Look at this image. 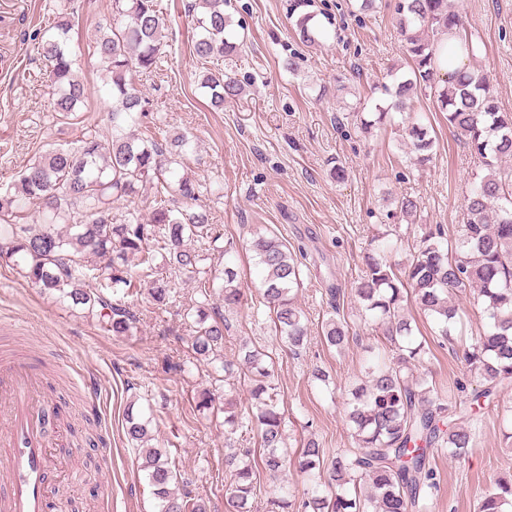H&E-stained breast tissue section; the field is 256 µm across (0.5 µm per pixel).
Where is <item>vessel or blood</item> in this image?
I'll use <instances>...</instances> for the list:
<instances>
[{
    "label": "vessel or blood",
    "instance_id": "1",
    "mask_svg": "<svg viewBox=\"0 0 512 512\" xmlns=\"http://www.w3.org/2000/svg\"><path fill=\"white\" fill-rule=\"evenodd\" d=\"M57 408L34 360L0 363V512H46Z\"/></svg>",
    "mask_w": 512,
    "mask_h": 512
}]
</instances>
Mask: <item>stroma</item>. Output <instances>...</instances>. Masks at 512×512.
Listing matches in <instances>:
<instances>
[{
	"label": "stroma",
	"mask_w": 512,
	"mask_h": 512,
	"mask_svg": "<svg viewBox=\"0 0 512 512\" xmlns=\"http://www.w3.org/2000/svg\"><path fill=\"white\" fill-rule=\"evenodd\" d=\"M451 2L479 46L473 65L489 76L501 110L512 112V0ZM157 3L170 48L154 84L144 91L170 128L193 137L188 165L196 178L223 183L222 198L205 194L200 202L214 223L223 225L225 240L239 246L235 264L245 295L229 316L224 353L237 358L244 339L261 349L285 410V447L296 450L313 437L325 457H335L353 447L344 418L347 390L359 383L368 353L390 348L382 328L359 315L355 285L362 255L374 236L394 231L403 244L389 259L401 268L421 225H440L446 237H455L472 177L470 152L427 91L418 93L411 107L412 118L437 138L426 165L409 163L397 131L403 117L368 133L352 117V106L371 112L387 103L376 86L406 63L393 28L397 0H378L371 13L360 11L358 0H308L307 12L325 33L314 46L303 45L296 35L294 0H230L225 11L242 51L225 58L224 69L236 75L244 91L219 110L198 86L202 65L192 52V0ZM74 5L79 76L88 95L75 122L65 124L50 110L44 64L31 40L35 29L52 21L61 0H0V182L49 144H69L90 125L107 127L112 102L99 93L104 75L90 39L110 17L112 0H75ZM291 59L297 64L293 72L287 69ZM337 165L345 170L344 180L333 176ZM402 197L417 200L415 223L399 215L396 202ZM257 231L279 239L301 260L297 303L312 334L296 356L275 336L269 310L258 299L259 270L244 248ZM333 288L339 291L335 309L329 304ZM194 297V284L186 279L177 282L176 306L168 311L153 310L145 296H138L133 301L137 331L117 337L41 294L0 261V354L27 352L39 360L76 414L71 426L58 428L69 452L67 494L50 495L48 512H158L125 433L126 407L134 399L149 400L156 439L177 473L206 501L208 512H228L231 478L224 468L223 419L195 407V396L211 378L207 368L191 364L187 331L177 314ZM459 303L469 319L464 338L454 342L436 336L419 309L409 310L425 345V366L453 402L466 398L459 384L473 381L463 349L484 324L472 293L460 294ZM336 313L350 331L349 346L341 353L328 350L319 336L322 321ZM74 362L84 364L90 383L69 379ZM318 366L329 371L334 387L313 380ZM510 406L512 388L471 422L473 444L465 461L433 456L439 488L428 498L426 512H477L480 494L497 476L512 473V447H505L501 435L502 410Z\"/></svg>",
	"instance_id": "35a3bbf8"
}]
</instances>
